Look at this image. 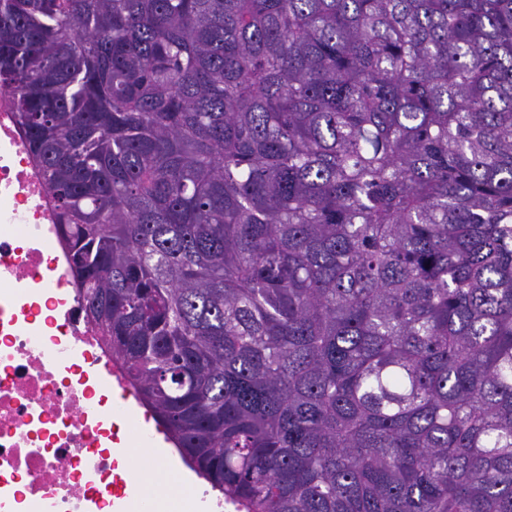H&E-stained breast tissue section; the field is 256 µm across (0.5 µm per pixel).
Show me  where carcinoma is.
Instances as JSON below:
<instances>
[{
  "mask_svg": "<svg viewBox=\"0 0 512 512\" xmlns=\"http://www.w3.org/2000/svg\"><path fill=\"white\" fill-rule=\"evenodd\" d=\"M86 323L245 512H512V0H0Z\"/></svg>",
  "mask_w": 512,
  "mask_h": 512,
  "instance_id": "1",
  "label": "carcinoma"
}]
</instances>
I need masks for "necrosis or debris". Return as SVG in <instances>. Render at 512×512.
Masks as SVG:
<instances>
[{"label":"necrosis or debris","instance_id":"necrosis-or-debris-1","mask_svg":"<svg viewBox=\"0 0 512 512\" xmlns=\"http://www.w3.org/2000/svg\"><path fill=\"white\" fill-rule=\"evenodd\" d=\"M68 270L54 202L0 94V512H142L119 489L116 368Z\"/></svg>","mask_w":512,"mask_h":512}]
</instances>
